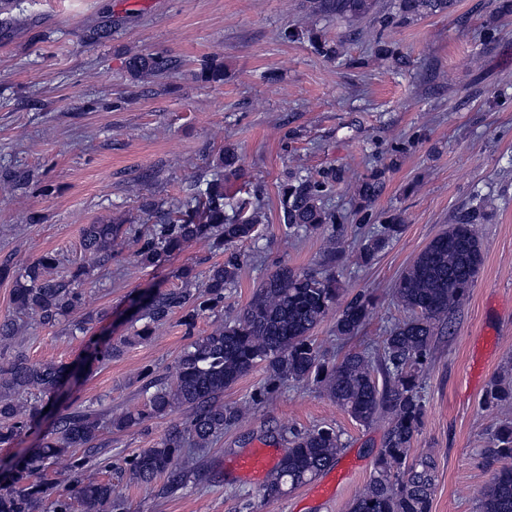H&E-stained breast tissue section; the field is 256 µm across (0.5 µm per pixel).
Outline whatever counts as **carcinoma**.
Instances as JSON below:
<instances>
[{
  "label": "carcinoma",
  "instance_id": "1",
  "mask_svg": "<svg viewBox=\"0 0 512 512\" xmlns=\"http://www.w3.org/2000/svg\"><path fill=\"white\" fill-rule=\"evenodd\" d=\"M376 6L377 0H310L309 8L358 21L374 13ZM452 6L453 0H400L399 9L403 18L417 19ZM172 67V60L163 55L129 62L136 76H154ZM237 160L233 150H224L210 172L199 177L189 200L162 210L156 227L135 252L141 265L156 266L194 242L214 240L228 246L255 236L263 218L260 205L231 218L224 214V170L234 168ZM323 188L324 183L307 179L286 188L282 205L288 227L321 230L330 223L321 202ZM484 216L481 203L460 214L403 270L395 296L406 316L386 331L378 357L367 345L332 364L327 362L312 332L336 304V276L281 266L256 289L237 317L218 322L184 349L171 382L156 385L146 410L129 411L115 421L95 410L79 409L62 417L51 437L0 474V512H34L53 489L47 469L79 449L94 456L101 448L104 429L126 428L178 411L186 412V419L172 424L161 442L132 460L131 475L145 485L163 475L170 479V486L181 485L194 472L186 447L204 448L242 419L245 408L224 405V390L258 367L274 381L320 384L360 425H369L382 414L389 417L374 472L353 499L350 512H432L436 461L427 453L411 455L424 415L420 383L436 324L466 300L480 274L484 257L476 227ZM402 230L401 224H387L381 234L366 237L362 259L373 261L385 241ZM126 234L121 224L86 225L85 261L73 272L61 271L60 259L52 252L21 266L22 272L14 278L15 312L47 326L69 319L82 304V282L112 258L114 242ZM238 277L239 262L233 255L210 266L202 283L203 296L213 303L224 300V289L234 287ZM198 300L199 295L188 287L139 298L136 304L144 326L137 338L149 339L154 325L175 308L188 310L185 322L192 324L201 309ZM370 305V299L360 294L339 310L336 336H356L368 320ZM20 328L15 319L0 320V423H5L0 426L1 446L35 422L39 408L28 403V397L38 395L50 401L64 383L62 366L33 364L20 351L3 358L5 351L16 348ZM482 403L487 408L512 406V384L492 379ZM341 448L340 435L331 427L293 434L287 452L270 474L265 495L278 498L311 481L333 464ZM487 459L497 465V471L479 499L478 512H512V421L499 424L491 434ZM74 495L83 512H104L112 506L116 489L112 480L90 473L76 482Z\"/></svg>",
  "mask_w": 512,
  "mask_h": 512
}]
</instances>
